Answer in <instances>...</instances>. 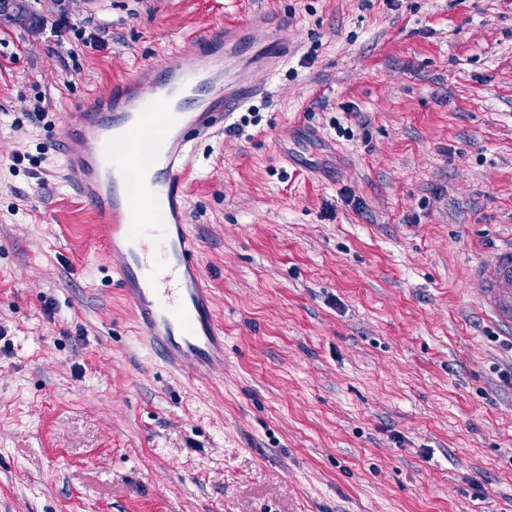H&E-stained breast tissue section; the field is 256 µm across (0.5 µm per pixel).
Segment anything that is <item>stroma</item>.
<instances>
[{
  "mask_svg": "<svg viewBox=\"0 0 512 512\" xmlns=\"http://www.w3.org/2000/svg\"><path fill=\"white\" fill-rule=\"evenodd\" d=\"M146 2L0 27V512H512V340L468 278L512 233V0ZM256 13L296 51L188 157L224 325L190 384L52 144L87 94Z\"/></svg>",
  "mask_w": 512,
  "mask_h": 512,
  "instance_id": "1",
  "label": "stroma"
}]
</instances>
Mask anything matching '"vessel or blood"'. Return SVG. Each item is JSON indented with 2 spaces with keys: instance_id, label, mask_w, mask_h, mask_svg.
Wrapping results in <instances>:
<instances>
[{
  "instance_id": "1",
  "label": "vessel or blood",
  "mask_w": 512,
  "mask_h": 512,
  "mask_svg": "<svg viewBox=\"0 0 512 512\" xmlns=\"http://www.w3.org/2000/svg\"><path fill=\"white\" fill-rule=\"evenodd\" d=\"M265 16L184 37L173 59L138 68L65 113L56 143L64 182L105 233L115 280L137 332L188 381L224 366V326L186 218L192 142L224 127L266 91L259 76L287 60ZM482 313L512 335V234L470 268Z\"/></svg>"
}]
</instances>
